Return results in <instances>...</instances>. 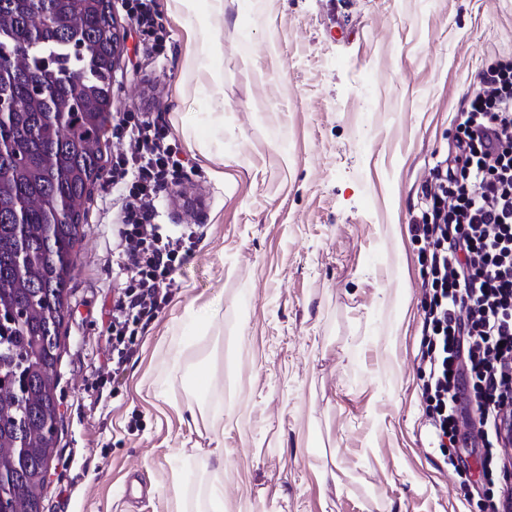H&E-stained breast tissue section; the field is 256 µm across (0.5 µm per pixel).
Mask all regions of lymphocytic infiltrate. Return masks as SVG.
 I'll return each mask as SVG.
<instances>
[{"mask_svg":"<svg viewBox=\"0 0 512 512\" xmlns=\"http://www.w3.org/2000/svg\"><path fill=\"white\" fill-rule=\"evenodd\" d=\"M444 165L434 166L412 237L422 242V336L417 369L431 447L458 467L459 402L468 395L479 429L482 469L507 472L503 444L512 439V63L489 65L466 108ZM117 134L127 143L112 161L122 186L117 288L107 340L120 376L135 328L170 301L176 274L193 256L196 231L155 221L162 188L184 168L168 127L143 112L125 113Z\"/></svg>","mask_w":512,"mask_h":512,"instance_id":"1","label":"lymphocytic infiltrate"}]
</instances>
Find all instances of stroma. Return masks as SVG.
Returning <instances> with one entry per match:
<instances>
[{
	"mask_svg": "<svg viewBox=\"0 0 512 512\" xmlns=\"http://www.w3.org/2000/svg\"><path fill=\"white\" fill-rule=\"evenodd\" d=\"M153 4L160 54L141 46L127 0H112L125 33L112 116L166 121L191 168L156 221L203 238L98 397L123 197L94 185L46 512H206L213 479L224 512H494L501 477L482 476V449L462 451L465 484L425 443L408 226L478 73L512 61V0ZM199 372L224 415L219 472L188 411Z\"/></svg>",
	"mask_w": 512,
	"mask_h": 512,
	"instance_id": "35a3bbf8",
	"label": "stroma"
}]
</instances>
